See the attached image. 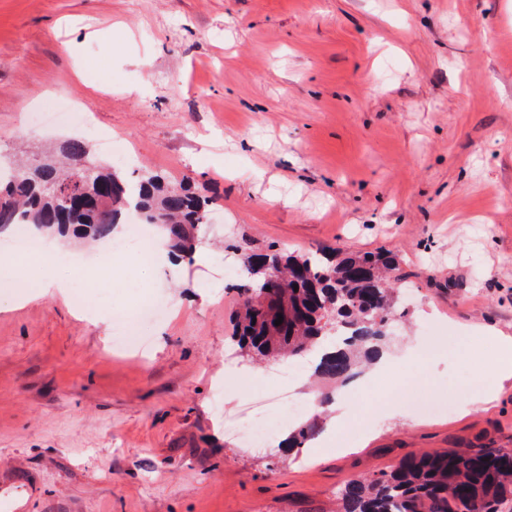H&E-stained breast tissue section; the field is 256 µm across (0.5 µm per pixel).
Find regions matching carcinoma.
Here are the masks:
<instances>
[{"label": "carcinoma", "mask_w": 512, "mask_h": 512, "mask_svg": "<svg viewBox=\"0 0 512 512\" xmlns=\"http://www.w3.org/2000/svg\"><path fill=\"white\" fill-rule=\"evenodd\" d=\"M65 168L25 163L0 185V231L16 224L68 232L81 238L111 237L130 211L162 227L177 258L189 257L208 215L206 199L191 187L166 185L157 176L136 180L102 164L89 175L79 164L85 145L64 146ZM245 276L236 287L235 342L240 350L298 360L326 341L315 373L345 382L372 361L392 334L397 315L399 260L389 250L342 257L292 255L269 246L241 249ZM283 322L275 325L278 316ZM304 424L288 436L299 448L314 433ZM340 512H501L512 500V452L478 448L465 453L424 454L400 460L388 472L347 480L337 491Z\"/></svg>", "instance_id": "cac0c4a2"}]
</instances>
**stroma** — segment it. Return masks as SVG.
Here are the masks:
<instances>
[{
    "instance_id": "1",
    "label": "stroma",
    "mask_w": 512,
    "mask_h": 512,
    "mask_svg": "<svg viewBox=\"0 0 512 512\" xmlns=\"http://www.w3.org/2000/svg\"><path fill=\"white\" fill-rule=\"evenodd\" d=\"M51 98L93 130L43 118ZM72 139L209 197L210 259H113L102 322L53 288L0 301V512H336L402 457L512 451V383L461 409L484 328L512 336V0H0V167ZM245 242L399 256L394 368L351 383L346 423L234 433L280 369L231 349ZM154 295L150 352L116 351ZM311 421L328 437L284 448Z\"/></svg>"
}]
</instances>
